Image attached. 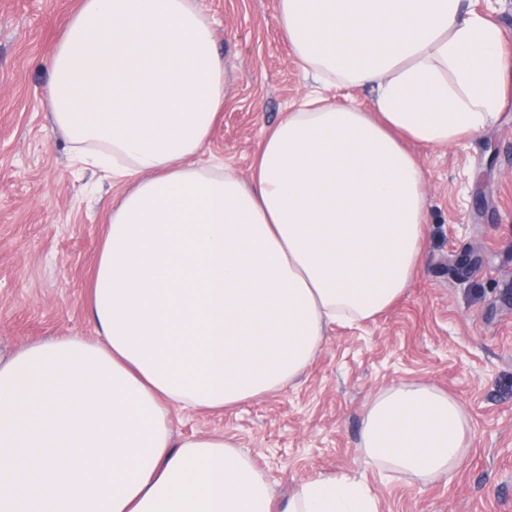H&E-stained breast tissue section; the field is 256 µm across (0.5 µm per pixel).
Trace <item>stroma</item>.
Wrapping results in <instances>:
<instances>
[{
	"instance_id": "obj_1",
	"label": "stroma",
	"mask_w": 512,
	"mask_h": 512,
	"mask_svg": "<svg viewBox=\"0 0 512 512\" xmlns=\"http://www.w3.org/2000/svg\"><path fill=\"white\" fill-rule=\"evenodd\" d=\"M82 0H0V357L90 336L92 280L122 188L72 158L39 93L45 61ZM224 57L227 98L205 157L249 175L263 134L313 85L284 40L277 0H197ZM451 147L412 145L426 181L427 239L406 293L375 320L334 325L285 389L224 412L173 414L177 437L221 433L278 499L309 476L366 479L380 512H512V101ZM423 382L464 406L466 465L418 481L366 462L369 399Z\"/></svg>"
}]
</instances>
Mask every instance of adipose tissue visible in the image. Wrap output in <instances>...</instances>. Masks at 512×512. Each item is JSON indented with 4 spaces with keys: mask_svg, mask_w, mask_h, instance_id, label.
Segmentation results:
<instances>
[{
    "mask_svg": "<svg viewBox=\"0 0 512 512\" xmlns=\"http://www.w3.org/2000/svg\"><path fill=\"white\" fill-rule=\"evenodd\" d=\"M320 92L267 131L252 172L199 163L224 109V58L194 0H82L47 61L51 123L75 160L127 181L88 314L0 359V512H272L257 465L220 436L179 440L171 409L221 411L290 385L332 323L410 287L427 196L410 144L498 117L512 57L471 0H278ZM370 88V110L328 97ZM469 418L432 385L378 392L359 446L423 481L464 466ZM281 512H380L348 474Z\"/></svg>",
    "mask_w": 512,
    "mask_h": 512,
    "instance_id": "adipose-tissue-1",
    "label": "adipose tissue"
}]
</instances>
